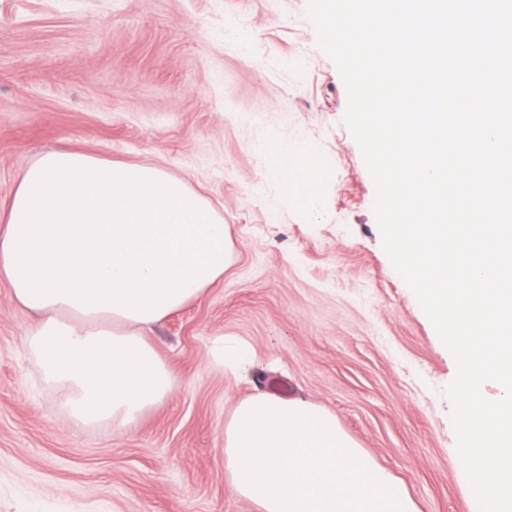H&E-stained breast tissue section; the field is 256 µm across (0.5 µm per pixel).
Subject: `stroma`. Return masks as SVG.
Masks as SVG:
<instances>
[{
    "mask_svg": "<svg viewBox=\"0 0 512 512\" xmlns=\"http://www.w3.org/2000/svg\"><path fill=\"white\" fill-rule=\"evenodd\" d=\"M307 4L0 0V212L42 153L77 149L181 179L232 244L223 277L148 331L174 390L132 430L65 413L25 348L32 315L0 283V512H256L224 475V424L273 381L329 411L419 512H478L446 396L455 361L382 247ZM263 141L306 152L319 222ZM223 337L253 362L225 370Z\"/></svg>",
    "mask_w": 512,
    "mask_h": 512,
    "instance_id": "stroma-1",
    "label": "stroma"
}]
</instances>
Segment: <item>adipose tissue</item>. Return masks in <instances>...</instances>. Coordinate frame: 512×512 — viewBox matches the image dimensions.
Listing matches in <instances>:
<instances>
[{
	"instance_id": "1",
	"label": "adipose tissue",
	"mask_w": 512,
	"mask_h": 512,
	"mask_svg": "<svg viewBox=\"0 0 512 512\" xmlns=\"http://www.w3.org/2000/svg\"><path fill=\"white\" fill-rule=\"evenodd\" d=\"M310 221L304 153L265 142ZM231 243L200 195L151 166L80 151L41 155L0 225V282L33 316L25 343L63 409L92 427L134 428L173 391L145 331L224 274ZM224 473L256 512H418L400 481L323 407L258 394L224 425Z\"/></svg>"
}]
</instances>
